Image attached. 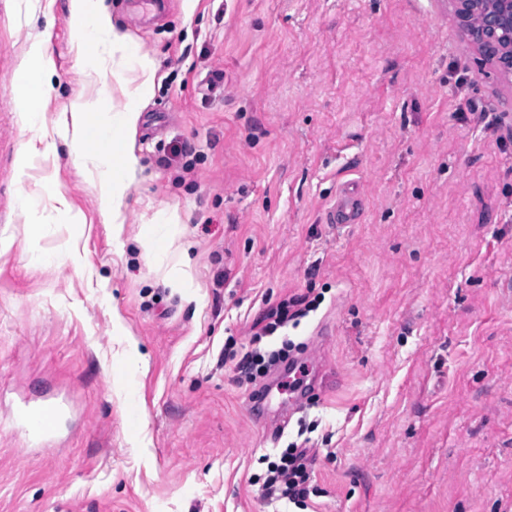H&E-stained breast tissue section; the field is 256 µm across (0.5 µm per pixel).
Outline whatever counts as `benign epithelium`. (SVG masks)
<instances>
[{
	"label": "benign epithelium",
	"mask_w": 512,
	"mask_h": 512,
	"mask_svg": "<svg viewBox=\"0 0 512 512\" xmlns=\"http://www.w3.org/2000/svg\"><path fill=\"white\" fill-rule=\"evenodd\" d=\"M467 44L512 86V0H448Z\"/></svg>",
	"instance_id": "obj_1"
}]
</instances>
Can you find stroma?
I'll use <instances>...</instances> for the list:
<instances>
[{
	"label": "stroma",
	"mask_w": 512,
	"mask_h": 512,
	"mask_svg": "<svg viewBox=\"0 0 512 512\" xmlns=\"http://www.w3.org/2000/svg\"><path fill=\"white\" fill-rule=\"evenodd\" d=\"M69 2L0 0V512H512V87L444 0H103L155 63L117 236L62 137L99 83ZM348 182L361 220L326 223ZM294 295L317 305L287 329L308 399L286 419L237 356ZM48 396L58 430L29 443L14 407ZM302 436L299 508L264 458ZM44 44L34 40L23 54L16 71L17 81L24 88L23 104L20 107L21 119L26 124L35 123L42 114L39 100V78L44 73Z\"/></svg>",
	"instance_id": "stroma-1"
}]
</instances>
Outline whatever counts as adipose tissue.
I'll return each instance as SVG.
<instances>
[{
  "label": "adipose tissue",
  "instance_id": "obj_1",
  "mask_svg": "<svg viewBox=\"0 0 512 512\" xmlns=\"http://www.w3.org/2000/svg\"><path fill=\"white\" fill-rule=\"evenodd\" d=\"M70 11L82 33L78 53L88 75L100 74L107 60L141 75L137 85L124 84L117 90L102 84L94 96L76 99L69 112L73 161L96 185L100 217L117 233L122 229L124 200L138 167L128 136L142 102L153 89L155 65L116 30L99 0H70ZM44 58L43 42L32 41L16 71L24 89L21 119L28 124L35 123L42 112L38 89ZM117 91L123 97L118 108L113 105Z\"/></svg>",
  "mask_w": 512,
  "mask_h": 512
}]
</instances>
